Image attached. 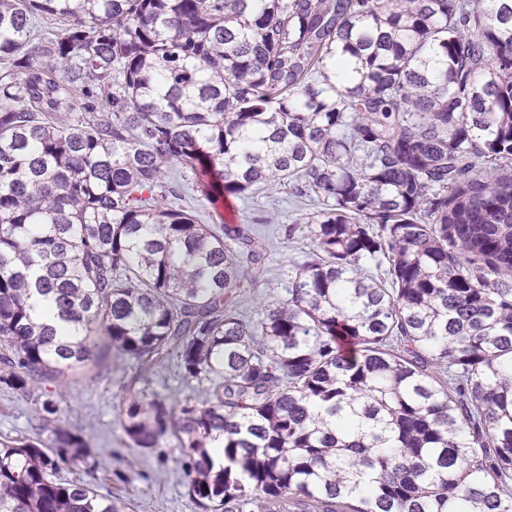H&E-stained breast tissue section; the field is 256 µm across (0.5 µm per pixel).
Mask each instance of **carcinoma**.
Instances as JSON below:
<instances>
[{
  "mask_svg": "<svg viewBox=\"0 0 512 512\" xmlns=\"http://www.w3.org/2000/svg\"><path fill=\"white\" fill-rule=\"evenodd\" d=\"M176 164L315 196L286 300ZM511 170L512 0H0V385L175 355L120 424L203 512H512ZM97 456L0 442V512H127ZM182 180H177L176 189L181 193L180 201H177L181 208L195 213L201 224H219L220 217L212 211L208 203L199 194L193 192L191 186H185Z\"/></svg>",
  "mask_w": 512,
  "mask_h": 512,
  "instance_id": "1",
  "label": "carcinoma"
}]
</instances>
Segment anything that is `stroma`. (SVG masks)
I'll return each mask as SVG.
<instances>
[{"instance_id":"obj_1","label":"stroma","mask_w":512,"mask_h":512,"mask_svg":"<svg viewBox=\"0 0 512 512\" xmlns=\"http://www.w3.org/2000/svg\"><path fill=\"white\" fill-rule=\"evenodd\" d=\"M179 191L180 207L195 213L201 223L216 224L224 218L249 225L252 233L261 235L266 266L257 286L242 290V309L250 311L259 302L287 299L288 268L305 259L308 247L287 238L283 228L305 223L317 211V202L297 195L290 187L273 184L258 189L251 197L233 199L231 206L216 213L191 187L183 185ZM137 390L148 395L157 393L170 401L202 393L198 383H187L179 377L173 362L157 367L107 360L90 373L45 389L34 388L25 396L0 387V439H46L57 426L70 427L81 431L92 447L101 450L100 461L105 467L131 474L123 495L133 503L134 512H201L188 494L175 442L167 441L168 459L161 463L154 454L133 448L121 429V410ZM48 395L53 396L58 413L46 421L40 407Z\"/></svg>"}]
</instances>
